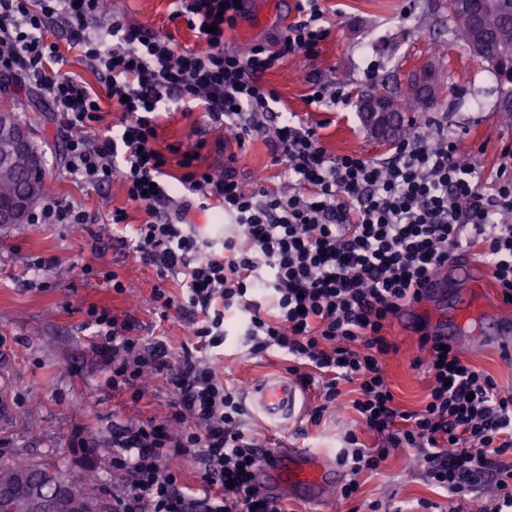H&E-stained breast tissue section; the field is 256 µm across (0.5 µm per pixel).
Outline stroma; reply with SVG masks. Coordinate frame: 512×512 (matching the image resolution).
I'll list each match as a JSON object with an SVG mask.
<instances>
[{"mask_svg":"<svg viewBox=\"0 0 512 512\" xmlns=\"http://www.w3.org/2000/svg\"><path fill=\"white\" fill-rule=\"evenodd\" d=\"M324 6L331 33L319 56L284 57L263 77L276 92L280 111L294 113L297 122L313 127L328 154L364 152L382 158L391 145L371 138L360 119L359 100L424 69L432 74L436 90L423 115L430 130L459 136L478 170L489 173L497 168L502 152L512 149V116L501 110L504 101L512 100V83L500 81L492 66L453 37L446 0H325ZM172 9V0H110L108 6L124 22L172 33L179 50H202L204 44L194 31L170 21ZM294 16V0H248L244 18L225 32L224 39L242 51L257 43L267 45ZM313 80L347 83L350 104L309 103L308 84ZM0 110L17 113L25 121L44 157L53 194L86 214L80 227L24 223L0 228V346L9 351L7 357H0V398L11 409L9 423L0 428V464L19 457L34 464L49 463L70 481L83 480L88 470H96L108 508L122 485L108 463L113 425L167 412L173 397L162 378L151 381L148 396L138 402L129 393L113 390L85 316L91 304L118 313L127 310L141 322V336L151 337L156 316L150 295L159 280L155 269L133 256L130 243V227L141 223L145 213L127 199L121 180L97 188L63 173L65 133L38 91L1 78ZM157 124V149L201 141L203 164L217 171L223 168L224 156L216 152L215 143L224 131L201 111H163ZM227 149L238 156L242 181L259 172L271 177L281 172L261 139L241 149L231 142ZM116 208L126 210L128 226L116 235H105L101 224ZM40 257L54 259V266L37 270L33 262ZM87 266L114 271L127 294H117L85 276ZM450 266L449 310L466 309L476 326L494 317L495 292L477 290L488 270L485 262L462 255ZM435 316V309L427 304L415 311L412 325L396 319L388 330L398 350L386 357L384 367L397 404L406 410L420 409L428 392L426 378L412 369L411 362L419 354L417 324L435 331ZM224 366L227 380L242 391L282 373L285 363L272 355L243 356L240 345L231 339L224 346ZM245 425L271 447L318 448L333 455L350 429L360 432L365 444L373 442L353 413L324 417L316 426L276 428L250 411ZM358 482L359 498L368 503L391 504L403 512H416L423 501L437 505L439 512L447 507L441 491L422 476L409 475L397 454Z\"/></svg>","mask_w":512,"mask_h":512,"instance_id":"1","label":"stroma"}]
</instances>
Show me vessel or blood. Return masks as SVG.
<instances>
[{
  "label": "vessel or blood",
  "instance_id": "b4317fda",
  "mask_svg": "<svg viewBox=\"0 0 512 512\" xmlns=\"http://www.w3.org/2000/svg\"><path fill=\"white\" fill-rule=\"evenodd\" d=\"M485 345L512 347V315L501 314L492 324L483 326ZM244 396L250 407L272 423L298 422L302 391L284 375H273L249 387ZM256 479L274 494H287L299 489L306 497H322L335 486L338 474L330 456L313 448L293 452L267 448L263 461L255 471Z\"/></svg>",
  "mask_w": 512,
  "mask_h": 512
}]
</instances>
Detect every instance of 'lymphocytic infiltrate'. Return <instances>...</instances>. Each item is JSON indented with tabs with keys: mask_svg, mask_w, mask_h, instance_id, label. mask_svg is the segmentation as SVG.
Instances as JSON below:
<instances>
[{
	"mask_svg": "<svg viewBox=\"0 0 512 512\" xmlns=\"http://www.w3.org/2000/svg\"><path fill=\"white\" fill-rule=\"evenodd\" d=\"M294 9L274 46L241 52L224 32L243 18L245 0H176L173 19L205 45L181 52L172 34L101 21V0H0V77L48 95L69 132L67 174L96 187L121 178L128 200L143 206L132 251L161 281L151 293L159 320L183 321L186 339L173 356L166 337H140L134 315L86 309L113 389L138 401L162 377L173 392L166 415L113 427L110 465L123 479L113 512H288L252 481L258 439L245 431L240 396L219 363L229 317L246 356L275 355L315 389L311 424L353 411L373 435L370 445L352 432L343 439L342 499L355 497L358 475L399 451L446 491L448 512H464L463 499L482 486L491 494L478 512H512V389L425 332L413 365L430 378L426 404L405 411L382 365L394 348L386 327L453 254L480 255L512 303V152L488 179L445 131L403 138L380 159L330 155L314 128L285 113L269 126L278 98L263 75L285 55L316 56L330 34L322 0H295ZM52 24L90 62L100 91L58 70L59 45L45 35ZM104 99L120 117L99 136ZM179 102L206 112L237 145L262 138L282 182L259 173L243 186L232 154L218 174L199 168L196 147L156 149L157 114ZM172 153L183 169L175 184L166 179ZM214 202L233 229L204 242L186 216ZM169 278L176 289L163 287ZM345 383L356 386L348 401ZM188 458L201 465L200 488L183 480Z\"/></svg>",
	"mask_w": 512,
	"mask_h": 512,
	"instance_id": "lymphocytic-infiltrate-1",
	"label": "lymphocytic infiltrate"
}]
</instances>
